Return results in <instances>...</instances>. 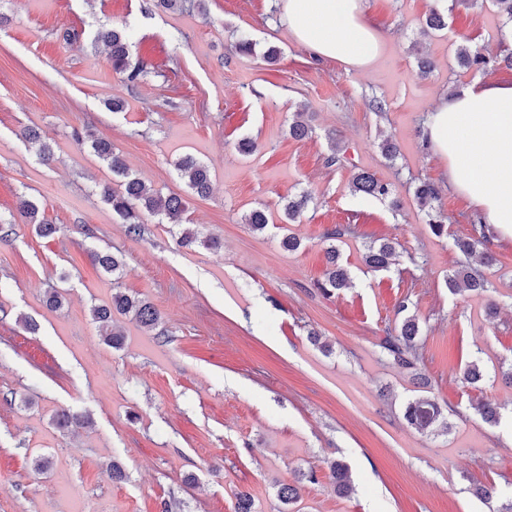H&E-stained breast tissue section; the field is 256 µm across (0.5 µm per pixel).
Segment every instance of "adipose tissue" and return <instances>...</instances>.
Listing matches in <instances>:
<instances>
[{"label":"adipose tissue","mask_w":512,"mask_h":512,"mask_svg":"<svg viewBox=\"0 0 512 512\" xmlns=\"http://www.w3.org/2000/svg\"><path fill=\"white\" fill-rule=\"evenodd\" d=\"M282 10L296 41L316 56L361 68L379 53L362 0H282ZM423 138L480 223L512 234V83L476 82L444 95Z\"/></svg>","instance_id":"adipose-tissue-1"}]
</instances>
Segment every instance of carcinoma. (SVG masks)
I'll list each match as a JSON object with an SVG mask.
<instances>
[{
  "label": "carcinoma",
  "instance_id": "obj_1",
  "mask_svg": "<svg viewBox=\"0 0 512 512\" xmlns=\"http://www.w3.org/2000/svg\"><path fill=\"white\" fill-rule=\"evenodd\" d=\"M95 42L104 44L109 49V58L112 70L125 76L127 85L135 86L145 71L144 65L131 66L130 43L127 35L114 28L102 27L98 29ZM457 63L467 69L473 67L486 69L494 66V61L482 55L477 49L468 45H461L455 53ZM25 137L31 141L40 143L39 156L43 163L50 164L54 158V152L50 144L40 141L39 133L29 129ZM94 153L104 161L112 170V173L123 178L122 190L115 191L108 184L100 186V192L104 200L108 202L112 211L127 224L128 232L133 235L141 233L142 215L162 216L170 224L184 225L186 207L182 199L176 195L163 197L150 189L145 182L133 174L127 168L123 158L112 150V144L103 138L90 139ZM177 171L188 178L187 186L198 196L210 193L211 177L208 166L191 155H185L175 163ZM356 194L385 199L392 194L388 184L381 182L374 175L361 172L357 174L351 185ZM439 190L429 181L422 180L415 188V198L422 210L426 212L427 224L432 232L440 236L445 232L443 221L435 210L434 203L438 200ZM311 201V195L301 193L288 199L281 209V221L291 224L297 221ZM20 210L28 218L29 223L36 226V232L42 237L55 234L59 227L56 224H48L39 218V207L28 199L20 201ZM245 223L252 230L264 231L269 218L264 210H253L244 217ZM342 232L333 229L324 234V241L329 243L326 249L332 268L326 274L325 281L319 284L320 290L326 296H332L350 285V277L347 270L336 264L339 252L334 241L341 238ZM489 235V228L485 224L473 225V234L466 239H458L455 246L464 255L472 254L476 247L483 244ZM397 255L396 243L383 242L378 246H371L364 255V263L368 269L378 271L390 267L392 258ZM94 261L101 270L112 276L119 277L124 270L123 260L108 250L96 251L93 254ZM450 291L457 293L468 291L480 294L487 290L488 281L483 275L462 265L455 269L446 280ZM129 316L138 325L144 328H153L160 319L159 311L149 302L128 296L122 293L112 295V306H94L91 308L93 321L102 324L112 322L114 314ZM420 334V324L416 316L405 317L400 325L389 332L380 342L382 354L402 369L411 370L419 361L417 337ZM442 417V411L434 399L419 396L408 401L404 410V419L407 424L419 432H424L432 427ZM330 474L336 487V494L340 497L348 496L351 485L348 468L342 462L336 460L330 464ZM316 483L314 471L301 472L297 482L282 484L277 490V498L281 503L278 512H292V506L300 498L302 482Z\"/></svg>",
  "mask_w": 512,
  "mask_h": 512
}]
</instances>
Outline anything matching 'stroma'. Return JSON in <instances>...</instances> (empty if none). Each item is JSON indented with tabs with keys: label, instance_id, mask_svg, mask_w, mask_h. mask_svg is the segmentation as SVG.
Masks as SVG:
<instances>
[{
	"label": "stroma",
	"instance_id": "35a3bbf8",
	"mask_svg": "<svg viewBox=\"0 0 512 512\" xmlns=\"http://www.w3.org/2000/svg\"><path fill=\"white\" fill-rule=\"evenodd\" d=\"M205 4L0 0V216L13 220L0 238V512H235L242 492L256 512H277L279 484L309 469L319 481L303 485L302 512H499L512 502V384L501 376L512 365V237L493 230L471 259L487 292H449L454 241L476 218L422 128L443 94L512 82L507 64L482 73L454 58L461 44L512 52V23L490 0H363L383 48L359 69L299 45L280 0ZM434 10L446 26L430 32ZM103 26L130 36L146 68L137 85L95 48ZM69 32L76 40L65 41ZM243 35L254 54L236 52ZM271 46L281 52L274 64L263 58ZM422 58L434 64L425 76ZM118 97L126 107L115 112L107 102ZM299 111L310 133L296 140L288 128ZM31 128L52 145L51 164L25 139ZM77 131L109 140L155 190L183 197L192 228L220 249L182 245L180 227L151 216L129 234L98 193L111 171ZM245 136L257 144L248 155L236 149ZM187 153L211 171L208 196L191 194L174 166ZM360 171L389 184L391 197L354 194ZM425 178L440 189L447 236L432 233L414 197ZM304 191L311 201L288 229L244 223ZM22 195L60 225L57 236L35 232L17 208ZM337 227L352 286L327 298L315 284L328 268L323 235ZM286 231L299 250L282 249ZM384 237L404 256L370 271L363 254ZM97 248L123 258L119 280L95 266ZM53 286L57 309L45 304ZM117 290L162 317L148 330L115 316L119 349L90 315ZM405 298L422 327L415 374L379 347ZM473 361L486 376L463 384ZM426 393L446 423L421 434L403 412ZM483 401L505 407L500 424L482 420ZM64 409L89 427L57 429ZM39 456L48 460L40 474ZM335 460L350 469V497L335 492ZM490 486L497 495L483 501Z\"/></svg>",
	"mask_w": 512,
	"mask_h": 512
}]
</instances>
